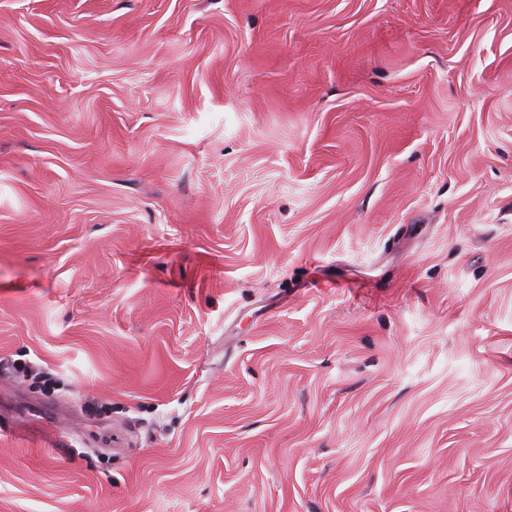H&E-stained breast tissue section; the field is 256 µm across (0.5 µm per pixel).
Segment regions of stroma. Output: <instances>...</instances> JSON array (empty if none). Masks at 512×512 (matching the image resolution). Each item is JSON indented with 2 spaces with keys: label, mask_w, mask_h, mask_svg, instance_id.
Segmentation results:
<instances>
[{
  "label": "stroma",
  "mask_w": 512,
  "mask_h": 512,
  "mask_svg": "<svg viewBox=\"0 0 512 512\" xmlns=\"http://www.w3.org/2000/svg\"><path fill=\"white\" fill-rule=\"evenodd\" d=\"M0 512H512V0H0Z\"/></svg>",
  "instance_id": "1"
}]
</instances>
